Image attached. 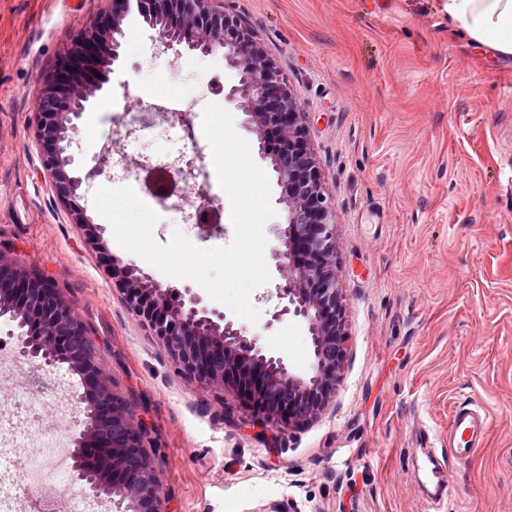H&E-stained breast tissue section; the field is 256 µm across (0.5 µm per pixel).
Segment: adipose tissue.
<instances>
[{
  "mask_svg": "<svg viewBox=\"0 0 512 512\" xmlns=\"http://www.w3.org/2000/svg\"><path fill=\"white\" fill-rule=\"evenodd\" d=\"M454 32L482 59L512 60V0H441Z\"/></svg>",
  "mask_w": 512,
  "mask_h": 512,
  "instance_id": "adipose-tissue-1",
  "label": "adipose tissue"
}]
</instances>
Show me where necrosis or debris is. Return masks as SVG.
Listing matches in <instances>:
<instances>
[{
  "label": "necrosis or debris",
  "instance_id": "obj_1",
  "mask_svg": "<svg viewBox=\"0 0 512 512\" xmlns=\"http://www.w3.org/2000/svg\"><path fill=\"white\" fill-rule=\"evenodd\" d=\"M196 107L193 101L161 96L137 110L123 112L122 122L142 133L152 128L151 113L166 112L179 118ZM21 388L25 396L41 403L43 413L35 416L24 410H0V512H67V500L54 477L70 468L69 444L45 418L71 417L73 397L34 367L26 370ZM32 448L44 449V456L30 457ZM23 482L28 484V491H20Z\"/></svg>",
  "mask_w": 512,
  "mask_h": 512
}]
</instances>
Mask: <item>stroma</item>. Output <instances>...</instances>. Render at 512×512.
I'll return each instance as SVG.
<instances>
[{
    "label": "stroma",
    "instance_id": "obj_1",
    "mask_svg": "<svg viewBox=\"0 0 512 512\" xmlns=\"http://www.w3.org/2000/svg\"><path fill=\"white\" fill-rule=\"evenodd\" d=\"M105 0H0V246L55 282L88 327L115 393L149 429L167 512H512V63L486 66L448 30L439 0H224L276 64L302 112L336 220L345 307V361L328 409L287 426L264 422L231 392L186 381L127 305L113 265L201 292L121 248L106 253L52 193L35 139L41 78L98 17ZM129 18L120 60L78 120L72 170L82 204L101 187H131L158 213L157 243L179 218L157 203L149 175L116 176L124 107L156 95L189 98L205 85L228 111L255 164L271 173L223 57L175 54ZM279 187L264 226L271 276L250 300L257 323L227 320L307 376L308 330L274 320L283 279L271 252L284 221ZM220 234L193 230L202 249L233 243L232 203L207 192ZM462 401L490 425L466 461L448 445ZM443 467L431 472L433 463Z\"/></svg>",
    "mask_w": 512,
    "mask_h": 512
}]
</instances>
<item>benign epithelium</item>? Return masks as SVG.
I'll return each instance as SVG.
<instances>
[{
    "instance_id": "1",
    "label": "benign epithelium",
    "mask_w": 512,
    "mask_h": 512,
    "mask_svg": "<svg viewBox=\"0 0 512 512\" xmlns=\"http://www.w3.org/2000/svg\"><path fill=\"white\" fill-rule=\"evenodd\" d=\"M137 14L168 49L204 56L223 52L236 69L241 99L260 144L274 138L270 165L282 189L285 228L276 250L284 284L275 319L306 322L313 348L312 374L294 376L281 357L266 353L254 337L203 305L190 288L155 281L133 264L115 275L133 311L151 328L184 378L201 387L230 390L269 420L299 424L323 413L336 391L345 348L344 306L338 288L335 219L317 163L308 147L300 108L288 85L251 30L214 0H105L100 18L86 27L43 76L36 102L35 139L53 193L80 225L89 248L108 250L103 229L78 203L82 179L70 174L79 147L77 124L103 81L81 79L92 65L108 72L120 59L126 19ZM189 160L154 167L153 194L163 203L170 185L193 177ZM0 319L19 329L17 354L42 369L65 365L81 378L77 400L82 428L70 439L72 481L82 495L116 512H165L156 463L145 446L146 426L131 404L109 389L106 371L88 329L67 307L58 287L34 269L0 255Z\"/></svg>"
}]
</instances>
